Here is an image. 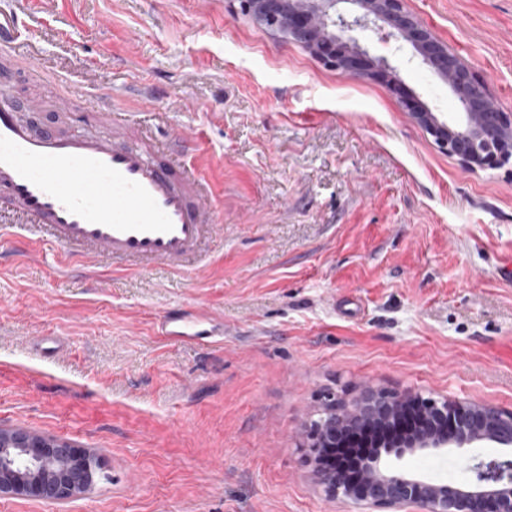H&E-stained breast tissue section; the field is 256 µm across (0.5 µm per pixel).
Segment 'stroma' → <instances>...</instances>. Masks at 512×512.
Returning <instances> with one entry per match:
<instances>
[{"label":"stroma","instance_id":"35a3bbf8","mask_svg":"<svg viewBox=\"0 0 512 512\" xmlns=\"http://www.w3.org/2000/svg\"><path fill=\"white\" fill-rule=\"evenodd\" d=\"M512 113V0H407ZM42 80L152 92L153 133L194 132L223 232L176 274L62 272L64 248L0 264V428L65 439L110 482L58 506L0 512H358L326 496L299 450L327 396L367 384L512 411V166L470 171L410 116L458 118L410 47L365 79L272 36L227 0H27ZM194 305L211 344L157 336ZM42 336L63 346L48 353ZM492 444L406 456L464 483Z\"/></svg>","mask_w":512,"mask_h":512}]
</instances>
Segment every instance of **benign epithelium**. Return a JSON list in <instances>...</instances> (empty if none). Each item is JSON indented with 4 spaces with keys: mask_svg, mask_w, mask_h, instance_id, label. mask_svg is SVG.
Wrapping results in <instances>:
<instances>
[{
    "mask_svg": "<svg viewBox=\"0 0 512 512\" xmlns=\"http://www.w3.org/2000/svg\"><path fill=\"white\" fill-rule=\"evenodd\" d=\"M236 2L256 24L293 38L327 65L357 77L364 76L366 69L357 66L354 55L338 54L334 47L349 43L355 55L365 53L358 32L377 31L387 40L410 46L413 56L448 85L460 114L459 120L447 122L426 108L412 113L437 147L469 170L499 169L512 163V113L500 109L486 84L407 9L406 0ZM410 406L416 410L417 425L404 439L365 462L367 477L361 488L344 481L336 460L321 468L320 453L336 437L397 418ZM483 442L512 450V411L366 385L349 406L332 400L325 405L321 420L306 426L302 451L327 496L352 502L364 512H400L411 504L423 506L426 512H512V457L479 460L472 467L473 483L460 486L425 481L400 465L405 456L416 452L471 448ZM0 447L28 448L36 458L55 464L45 471L22 472L0 462V497L65 503L88 491L94 483L93 472L102 469L100 459L91 452L24 428H1Z\"/></svg>",
    "mask_w": 512,
    "mask_h": 512,
    "instance_id": "obj_1",
    "label": "benign epithelium"
}]
</instances>
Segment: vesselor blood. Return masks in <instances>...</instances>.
I'll return each mask as SVG.
<instances>
[{
	"label": "vessel or blood",
	"mask_w": 512,
	"mask_h": 512,
	"mask_svg": "<svg viewBox=\"0 0 512 512\" xmlns=\"http://www.w3.org/2000/svg\"><path fill=\"white\" fill-rule=\"evenodd\" d=\"M52 99L70 122L108 131L38 127L21 117L16 88L0 84V241L60 245L116 272L162 264L183 273L206 261L219 221L209 182L188 161L194 138L155 139L108 86ZM223 333L198 305L158 321L168 340Z\"/></svg>",
	"instance_id": "obj_1"
}]
</instances>
